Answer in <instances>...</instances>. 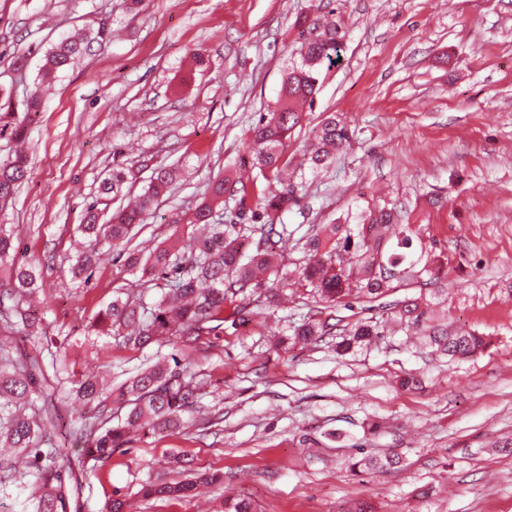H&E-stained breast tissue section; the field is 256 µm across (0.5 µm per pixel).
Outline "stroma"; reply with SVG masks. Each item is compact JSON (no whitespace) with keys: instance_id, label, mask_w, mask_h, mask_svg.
I'll return each instance as SVG.
<instances>
[{"instance_id":"35a3bbf8","label":"stroma","mask_w":512,"mask_h":512,"mask_svg":"<svg viewBox=\"0 0 512 512\" xmlns=\"http://www.w3.org/2000/svg\"><path fill=\"white\" fill-rule=\"evenodd\" d=\"M336 25V62L320 66L318 92L287 149L301 160L328 113L350 126L351 144L303 180L277 243L301 258L316 224H353L376 204L402 207L425 250L448 257L431 307L433 325L485 336L483 352L449 360L418 335L390 325L412 284L376 301L331 309L333 319L385 321L384 334L343 355L336 335L277 345L315 307L305 291L278 304L251 294L249 332L207 336L195 381L203 396L186 430L140 435L88 477L81 512L105 495L135 512H214L222 498L251 499L257 512H512V0H0V90L22 105L48 47L108 21L112 37L61 74L28 125L30 173L0 211L28 260L42 270V342L13 333V356L63 346L69 363L117 387L153 348L138 352L90 324L117 290L140 289L118 251L99 247L90 277L70 258L84 211L113 162L175 165L181 177L149 215L141 240L155 243L188 217L208 178L254 175L249 130L273 109L302 61L297 20ZM26 55L25 68L13 64ZM423 372L421 388L397 379ZM398 453L377 473L355 459ZM224 471L203 500L142 499L141 485L177 479L169 460Z\"/></svg>"}]
</instances>
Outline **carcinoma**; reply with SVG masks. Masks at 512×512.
<instances>
[{
    "label": "carcinoma",
    "instance_id": "1",
    "mask_svg": "<svg viewBox=\"0 0 512 512\" xmlns=\"http://www.w3.org/2000/svg\"><path fill=\"white\" fill-rule=\"evenodd\" d=\"M110 28L104 22L80 36L60 40L46 51L35 91L14 111L11 99L0 109L10 119V134L25 135L30 115L42 104L40 86L58 78L76 60L91 51L93 44L108 39ZM343 35L330 26L313 41L304 43V60L293 68L282 87L278 106L261 115L251 134L254 166L264 179L240 182V187L224 176L209 180L201 203L182 229L143 254L131 246L134 230L144 225L146 215L169 196L178 178V169L158 166L152 169L147 186L134 201L119 205L107 223L98 222V206H109L124 196L131 169L116 163L97 187L96 200L86 209L79 232L103 242L111 249L127 254V266L140 274L146 285L165 281L157 302L150 307L134 306L130 294L113 296L94 321L97 333L112 332L123 338L129 349H143L152 343L176 347L180 342L197 343L215 330L213 323L231 322L235 329L250 324L256 312L243 303L240 295L266 290L269 283L281 288H309L319 302L334 307L350 306L351 298L376 300L385 293L423 280L430 285L439 279L444 262L440 257H414V239L420 229L403 223L393 208L375 207L362 214L356 224H315L302 246L300 269L291 270L288 261L269 242L276 237L289 239L288 225L276 223V217L298 202L297 185L281 178L288 170L286 150L301 121L300 106L313 104L318 82L317 67L333 61ZM352 133L336 115L325 117L309 143V163L314 170H326L335 153L350 143ZM27 159L17 153L7 164H0V208H4L18 184L27 178ZM237 198L238 221L226 224L215 218L214 208L224 204V195ZM37 268L19 252V244L6 225H0V303L13 302V316L0 323V335L6 336L22 325L34 330L37 317L28 297L38 285ZM430 301L405 299L395 304L394 318L412 329L427 333L426 339L440 357L469 358L485 347L484 337L473 332L448 333L428 324ZM333 326L305 315L292 325L295 342L311 343L327 335ZM379 321L361 319L343 330L337 343L341 353L359 347L381 335ZM175 354L160 356L139 371L117 391L103 386L94 376H72L70 393L74 401L87 407L78 420L69 424V437L81 447L73 458L68 448L54 442L52 431L58 417L50 410L39 414L36 399L46 394L39 386L44 376L39 355L13 358L0 344V447L13 449V455L0 457V486L8 482L37 487L35 495L22 503L21 512H66L70 499L81 490L75 470L94 472L129 442V434L151 430L163 434L184 425L183 414L199 398V387ZM397 454L366 456L354 463L369 471L400 466ZM224 474L213 471L196 474L172 483H148L141 487L143 498H188L200 486L218 487ZM220 512H256L245 497L221 502Z\"/></svg>",
    "mask_w": 512,
    "mask_h": 512
}]
</instances>
